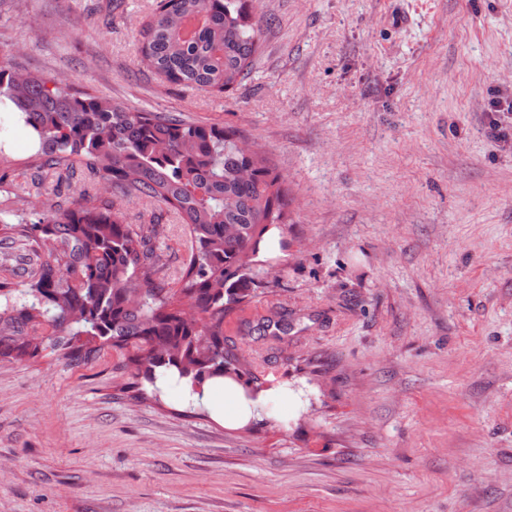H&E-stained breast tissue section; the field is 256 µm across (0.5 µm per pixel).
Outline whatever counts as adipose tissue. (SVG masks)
Wrapping results in <instances>:
<instances>
[{
    "instance_id": "adipose-tissue-1",
    "label": "adipose tissue",
    "mask_w": 512,
    "mask_h": 512,
    "mask_svg": "<svg viewBox=\"0 0 512 512\" xmlns=\"http://www.w3.org/2000/svg\"><path fill=\"white\" fill-rule=\"evenodd\" d=\"M202 393L203 403L221 413L225 427L238 428L261 414L274 397L287 395L288 390L284 385L275 383L253 393L240 380L227 376L207 380Z\"/></svg>"
}]
</instances>
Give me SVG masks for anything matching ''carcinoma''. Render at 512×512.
<instances>
[{
    "instance_id": "carcinoma-1",
    "label": "carcinoma",
    "mask_w": 512,
    "mask_h": 512,
    "mask_svg": "<svg viewBox=\"0 0 512 512\" xmlns=\"http://www.w3.org/2000/svg\"><path fill=\"white\" fill-rule=\"evenodd\" d=\"M247 0H160L140 52L173 84L222 93L243 80L259 48ZM0 107L36 137L42 180L82 181L70 205L26 224L0 211V362L48 350L73 367L115 353L157 398L171 380L202 393L240 376L224 352V315L251 296V261L280 228L285 194L232 129L174 114L132 112L36 76L16 85L0 64ZM155 199L186 224L189 258L177 283L152 244V224H128L102 191Z\"/></svg>"
}]
</instances>
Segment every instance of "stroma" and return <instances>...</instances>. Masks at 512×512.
<instances>
[{"label": "stroma", "mask_w": 512, "mask_h": 512, "mask_svg": "<svg viewBox=\"0 0 512 512\" xmlns=\"http://www.w3.org/2000/svg\"><path fill=\"white\" fill-rule=\"evenodd\" d=\"M248 4L259 51L219 94L142 61L158 0H0L12 70L237 130L279 176L284 246L224 346L293 398L229 429L178 389L133 402L116 356L2 362L0 512H512V0ZM6 153L26 218L24 131ZM108 195L177 280L179 214Z\"/></svg>", "instance_id": "1"}]
</instances>
